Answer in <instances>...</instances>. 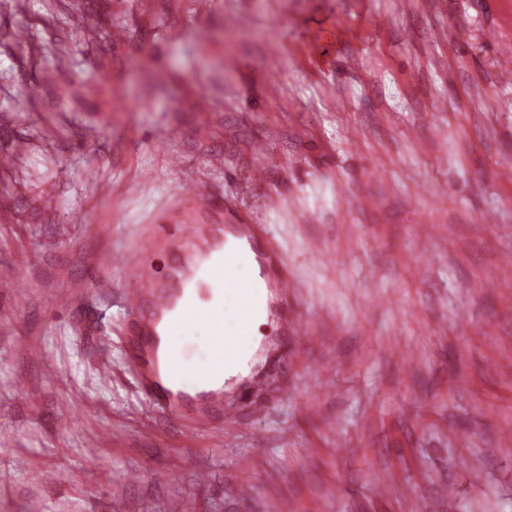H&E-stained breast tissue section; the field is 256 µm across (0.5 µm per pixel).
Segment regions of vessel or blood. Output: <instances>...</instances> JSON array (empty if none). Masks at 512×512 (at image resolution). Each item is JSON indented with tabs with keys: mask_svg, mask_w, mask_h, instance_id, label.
I'll use <instances>...</instances> for the list:
<instances>
[{
	"mask_svg": "<svg viewBox=\"0 0 512 512\" xmlns=\"http://www.w3.org/2000/svg\"><path fill=\"white\" fill-rule=\"evenodd\" d=\"M164 247L176 250L178 262L160 272L154 261ZM137 260L125 262L128 289L123 304L130 318V360L147 396L174 425L219 432L231 408L224 405V370L238 361L236 344L248 342L253 322L264 314L280 329L295 322L288 304L291 281L277 273L278 255H264L253 243L249 224H196L178 218L155 225L138 240ZM255 265L249 283L236 276L239 267ZM196 326L209 352L205 370L185 373L180 365L186 326Z\"/></svg>",
	"mask_w": 512,
	"mask_h": 512,
	"instance_id": "1",
	"label": "vessel or blood"
}]
</instances>
